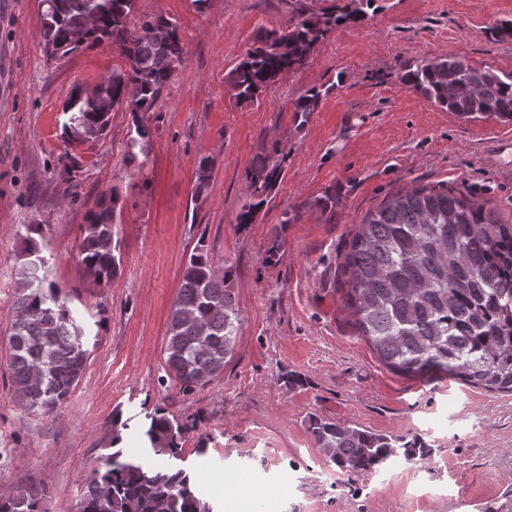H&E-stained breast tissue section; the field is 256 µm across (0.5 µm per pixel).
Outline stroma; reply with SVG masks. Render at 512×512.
Masks as SVG:
<instances>
[{
	"label": "stroma",
	"instance_id": "obj_1",
	"mask_svg": "<svg viewBox=\"0 0 512 512\" xmlns=\"http://www.w3.org/2000/svg\"><path fill=\"white\" fill-rule=\"evenodd\" d=\"M138 5L176 18L187 49L155 111L142 116L150 136L141 168L129 160L134 132L124 107L101 138L70 146L63 133L70 90L119 70L118 53L102 45L47 59L41 0H0V496L32 478L45 485L50 512H76L114 423L138 456L137 432L162 408L200 418L183 458L196 480L227 475L206 491L216 512H512V395L392 372L357 336L337 282L344 243L401 189H454L512 224V170L494 159L512 122L461 119L400 79L402 65L424 57L511 72L512 37L491 30L512 22V0H377L362 21L327 34L306 66L241 104L229 71L262 30L293 20L294 0H210L203 11L193 0ZM313 87L327 94L297 123L293 102ZM277 143L288 151L283 175L252 223H237L247 173ZM204 157L213 169L199 195ZM334 186L342 190L335 216L309 210L283 223L285 211ZM111 193L119 196L121 272L101 288L84 276L78 253L88 210ZM29 224L43 225L49 278L89 334L80 382L45 416L21 408L7 366ZM278 237L285 249L268 261ZM200 242L214 265L236 267L243 322L223 373L186 394L159 378L181 270ZM291 373L302 386H288ZM313 414L419 436L431 454L421 465L399 457L348 479L309 435Z\"/></svg>",
	"mask_w": 512,
	"mask_h": 512
}]
</instances>
